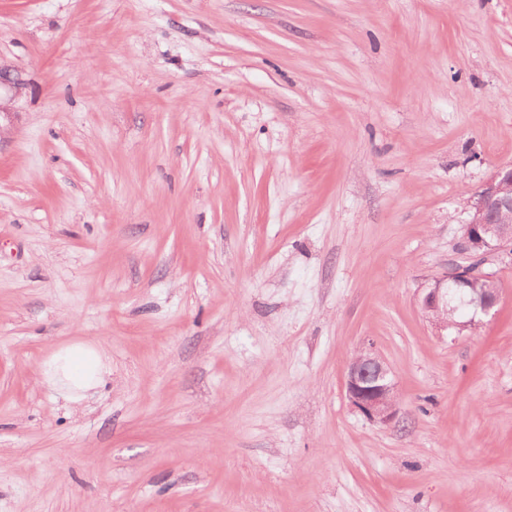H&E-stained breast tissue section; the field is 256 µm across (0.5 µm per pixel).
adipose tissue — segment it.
Wrapping results in <instances>:
<instances>
[{
	"label": "adipose tissue",
	"mask_w": 512,
	"mask_h": 512,
	"mask_svg": "<svg viewBox=\"0 0 512 512\" xmlns=\"http://www.w3.org/2000/svg\"><path fill=\"white\" fill-rule=\"evenodd\" d=\"M105 372L101 352L85 341L60 347L41 367L43 383L73 402L103 387Z\"/></svg>",
	"instance_id": "obj_1"
}]
</instances>
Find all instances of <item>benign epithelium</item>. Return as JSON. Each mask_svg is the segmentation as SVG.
I'll use <instances>...</instances> for the list:
<instances>
[{"mask_svg": "<svg viewBox=\"0 0 512 512\" xmlns=\"http://www.w3.org/2000/svg\"><path fill=\"white\" fill-rule=\"evenodd\" d=\"M26 81L14 66L0 61V95L8 94V103L0 102V121L11 120L12 102L21 95ZM464 221L461 244L467 253L487 260L512 261V165H504L464 202ZM463 288L462 295L469 307V319L459 322L448 319L457 312L450 294ZM500 300V289L491 273L453 265L448 273L428 288L421 300L423 315L439 329L448 331L479 323ZM346 393L351 404L368 420L389 424L397 415V395L393 372L388 363L372 348L362 347L351 358L346 378Z\"/></svg>", "mask_w": 512, "mask_h": 512, "instance_id": "obj_1", "label": "benign epithelium"}]
</instances>
